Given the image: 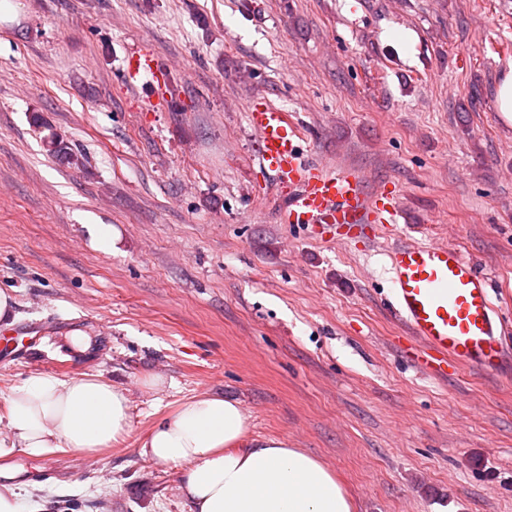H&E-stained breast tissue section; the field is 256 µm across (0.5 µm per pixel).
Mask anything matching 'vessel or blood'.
I'll list each match as a JSON object with an SVG mask.
<instances>
[{
  "mask_svg": "<svg viewBox=\"0 0 512 512\" xmlns=\"http://www.w3.org/2000/svg\"><path fill=\"white\" fill-rule=\"evenodd\" d=\"M122 77L133 91L165 84L162 65L145 47L127 53ZM248 117L263 164L286 192L281 223L363 229L398 223L396 198L383 191L366 193L362 173L306 162L287 112L264 103L250 107ZM386 257L393 308L415 344L414 361L421 370L437 380L456 368L492 376L512 372L506 321L493 301L488 275L477 264L447 245L425 241L395 245Z\"/></svg>",
  "mask_w": 512,
  "mask_h": 512,
  "instance_id": "obj_1",
  "label": "vessel or blood"
}]
</instances>
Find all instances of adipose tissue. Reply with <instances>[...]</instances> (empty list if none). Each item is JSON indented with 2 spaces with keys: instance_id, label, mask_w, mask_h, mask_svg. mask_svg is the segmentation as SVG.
Instances as JSON below:
<instances>
[{
  "instance_id": "ef3b65f1",
  "label": "adipose tissue",
  "mask_w": 512,
  "mask_h": 512,
  "mask_svg": "<svg viewBox=\"0 0 512 512\" xmlns=\"http://www.w3.org/2000/svg\"><path fill=\"white\" fill-rule=\"evenodd\" d=\"M0 457L22 450L92 453L117 442L130 420L127 397L93 376L37 373L8 396ZM241 402L195 397L158 418L143 452L158 463L184 465L181 491L192 512H353L334 473L284 439L252 440Z\"/></svg>"
}]
</instances>
